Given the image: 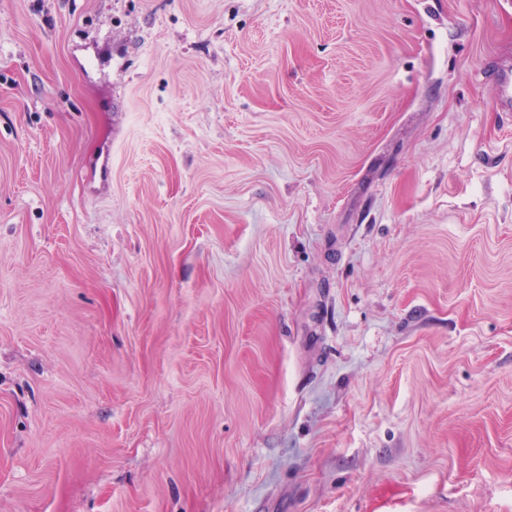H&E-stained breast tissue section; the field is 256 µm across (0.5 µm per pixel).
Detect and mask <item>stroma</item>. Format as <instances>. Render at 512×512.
Here are the masks:
<instances>
[{
	"label": "stroma",
	"instance_id": "obj_1",
	"mask_svg": "<svg viewBox=\"0 0 512 512\" xmlns=\"http://www.w3.org/2000/svg\"><path fill=\"white\" fill-rule=\"evenodd\" d=\"M512 0H0V512H512Z\"/></svg>",
	"mask_w": 512,
	"mask_h": 512
}]
</instances>
